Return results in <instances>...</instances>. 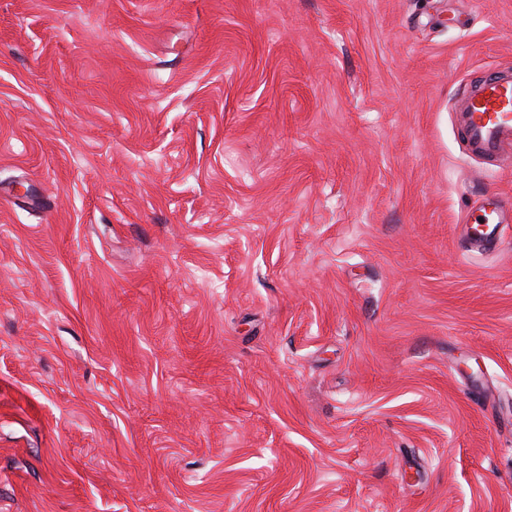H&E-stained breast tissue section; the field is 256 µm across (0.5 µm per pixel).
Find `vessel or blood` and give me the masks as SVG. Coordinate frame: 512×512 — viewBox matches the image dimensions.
<instances>
[{"label":"vessel or blood","instance_id":"obj_1","mask_svg":"<svg viewBox=\"0 0 512 512\" xmlns=\"http://www.w3.org/2000/svg\"><path fill=\"white\" fill-rule=\"evenodd\" d=\"M455 116L470 155L512 164V72L489 71L465 84ZM498 228L494 215L482 207L473 213L467 233L473 241L491 246Z\"/></svg>","mask_w":512,"mask_h":512}]
</instances>
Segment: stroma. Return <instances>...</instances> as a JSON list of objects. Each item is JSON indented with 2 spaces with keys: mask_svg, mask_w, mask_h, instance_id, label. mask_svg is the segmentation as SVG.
Segmentation results:
<instances>
[{
  "mask_svg": "<svg viewBox=\"0 0 512 512\" xmlns=\"http://www.w3.org/2000/svg\"><path fill=\"white\" fill-rule=\"evenodd\" d=\"M493 68L512 0H0V512H512ZM455 116L467 152L497 165L512 162V72L488 71L463 86ZM494 214L498 216L497 207L489 213L487 208L481 206L472 214L471 224L467 226V234L472 241L484 246H492L497 239V231L501 221H495ZM499 217V216H498Z\"/></svg>",
  "mask_w": 512,
  "mask_h": 512,
  "instance_id": "1",
  "label": "stroma"
}]
</instances>
